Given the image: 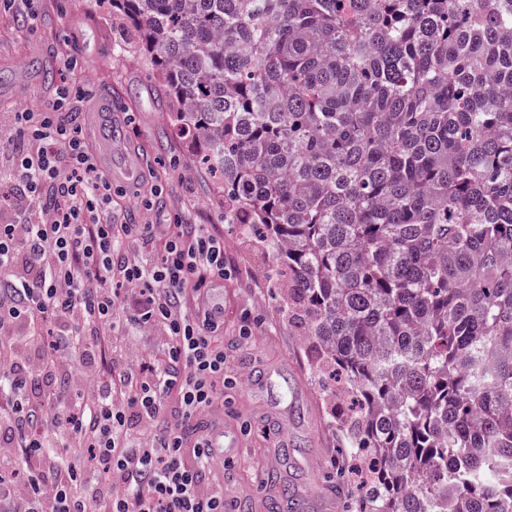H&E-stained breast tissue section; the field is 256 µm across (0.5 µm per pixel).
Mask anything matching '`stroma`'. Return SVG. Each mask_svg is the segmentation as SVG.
I'll return each mask as SVG.
<instances>
[{
    "instance_id": "1",
    "label": "stroma",
    "mask_w": 512,
    "mask_h": 512,
    "mask_svg": "<svg viewBox=\"0 0 512 512\" xmlns=\"http://www.w3.org/2000/svg\"><path fill=\"white\" fill-rule=\"evenodd\" d=\"M33 8L38 21L29 26L0 15V138L11 139L13 112L40 110L64 83L81 92L77 123L84 138L92 136L88 114L97 98L121 104V135L109 147L113 168L134 167L131 177L112 182L124 223H146L157 211L224 238V423L239 442L238 453L224 459L225 491L241 503L240 512H266L267 490L257 477L274 469L303 492L333 489L339 512H348L350 495L338 477L347 465L344 435L332 421L338 398L313 364L300 326L288 319L275 259L239 225L225 223L223 196L172 132L150 64L98 0H34ZM258 370L303 385L305 396L289 402L286 423H279L268 391L250 385ZM311 457L318 473L304 468Z\"/></svg>"
}]
</instances>
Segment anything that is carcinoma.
Returning <instances> with one entry per match:
<instances>
[{"label":"carcinoma","instance_id":"carcinoma-1","mask_svg":"<svg viewBox=\"0 0 512 512\" xmlns=\"http://www.w3.org/2000/svg\"><path fill=\"white\" fill-rule=\"evenodd\" d=\"M287 282L356 512H512V0H103Z\"/></svg>","mask_w":512,"mask_h":512}]
</instances>
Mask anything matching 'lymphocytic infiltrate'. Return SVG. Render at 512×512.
<instances>
[{"label": "lymphocytic infiltrate", "instance_id": "1", "mask_svg": "<svg viewBox=\"0 0 512 512\" xmlns=\"http://www.w3.org/2000/svg\"><path fill=\"white\" fill-rule=\"evenodd\" d=\"M69 105L64 90L15 113L0 169V512H226L223 449L181 433L224 386V321L198 305L224 239L120 223ZM130 239L157 259L129 257ZM131 324L164 328L162 361L114 369Z\"/></svg>", "mask_w": 512, "mask_h": 512}]
</instances>
